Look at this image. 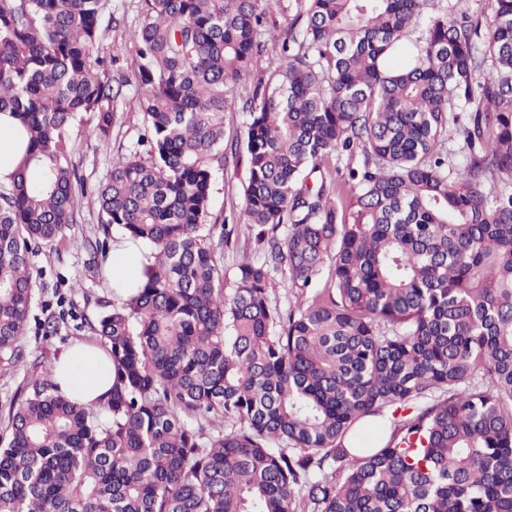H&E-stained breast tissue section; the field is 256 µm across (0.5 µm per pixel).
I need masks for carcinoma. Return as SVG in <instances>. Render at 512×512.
Instances as JSON below:
<instances>
[{
  "label": "carcinoma",
  "mask_w": 512,
  "mask_h": 512,
  "mask_svg": "<svg viewBox=\"0 0 512 512\" xmlns=\"http://www.w3.org/2000/svg\"><path fill=\"white\" fill-rule=\"evenodd\" d=\"M478 2L415 39L424 0H296L267 81L237 99L265 47L260 0H136L145 133L97 202L149 264L95 328L113 368L99 408L39 378L10 407L0 512H298V496L307 512H512V0ZM104 10L0 0V114L24 145L0 183L12 357L31 244L77 221L70 127L108 144L128 83ZM226 151L264 247L230 277L207 230ZM278 271L299 300L287 314L269 302ZM368 418L384 443L359 432Z\"/></svg>",
  "instance_id": "1"
}]
</instances>
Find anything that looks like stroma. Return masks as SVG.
<instances>
[{
  "mask_svg": "<svg viewBox=\"0 0 512 512\" xmlns=\"http://www.w3.org/2000/svg\"><path fill=\"white\" fill-rule=\"evenodd\" d=\"M106 16L121 17L123 28L110 31L104 41L108 53L119 59L125 74H132L133 59L128 48L129 30L136 12L132 0H106ZM112 126L108 145L90 139L82 123H74L70 137L82 196L81 219L69 226L63 237L51 244L33 243L31 273L34 288L24 334L20 340L22 360L0 355V447L9 435L8 413L29 379H47L55 357L69 344L94 339L93 327L109 310L112 292L104 277V255L115 232L101 224L96 190L112 170V158L131 147L143 130V112L135 86L125 89ZM245 166L234 158L224 161V173L215 180L209 221L229 230L231 246L222 257L225 273H232L243 257L261 258L262 248L249 240L242 228Z\"/></svg>",
  "mask_w": 512,
  "mask_h": 512,
  "instance_id": "stroma-1",
  "label": "stroma"
}]
</instances>
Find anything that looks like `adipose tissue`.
I'll use <instances>...</instances> for the list:
<instances>
[{"label":"adipose tissue","instance_id":"ef3b65f1","mask_svg":"<svg viewBox=\"0 0 512 512\" xmlns=\"http://www.w3.org/2000/svg\"><path fill=\"white\" fill-rule=\"evenodd\" d=\"M146 250L123 238L110 245L104 262L107 283L114 292L137 287L146 264ZM52 381L60 392L85 405L106 398L112 388V361L104 347L74 342L55 359Z\"/></svg>","mask_w":512,"mask_h":512}]
</instances>
